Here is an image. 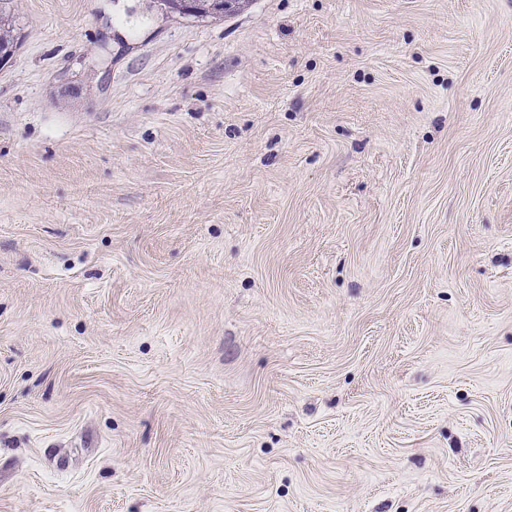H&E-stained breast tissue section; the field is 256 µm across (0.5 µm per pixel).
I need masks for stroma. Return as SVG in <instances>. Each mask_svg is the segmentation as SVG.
Returning a JSON list of instances; mask_svg holds the SVG:
<instances>
[{
    "instance_id": "stroma-1",
    "label": "stroma",
    "mask_w": 512,
    "mask_h": 512,
    "mask_svg": "<svg viewBox=\"0 0 512 512\" xmlns=\"http://www.w3.org/2000/svg\"><path fill=\"white\" fill-rule=\"evenodd\" d=\"M0 512H512V0H6ZM14 17L0 10V61L10 59L19 46L20 35Z\"/></svg>"
}]
</instances>
